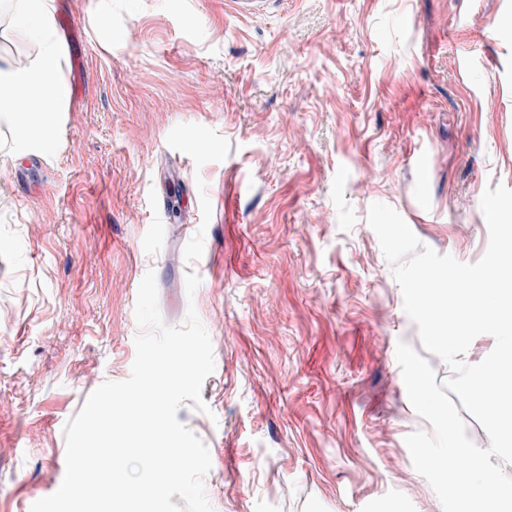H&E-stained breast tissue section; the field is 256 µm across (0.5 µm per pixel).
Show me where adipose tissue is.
Here are the masks:
<instances>
[{"label": "adipose tissue", "instance_id": "obj_1", "mask_svg": "<svg viewBox=\"0 0 512 512\" xmlns=\"http://www.w3.org/2000/svg\"><path fill=\"white\" fill-rule=\"evenodd\" d=\"M52 0H17V30L41 46L38 59L24 68H9L0 77V115L10 122L15 139L47 142L68 95L60 75L51 25Z\"/></svg>", "mask_w": 512, "mask_h": 512}]
</instances>
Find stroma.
I'll return each instance as SVG.
<instances>
[{
  "label": "stroma",
  "instance_id": "obj_1",
  "mask_svg": "<svg viewBox=\"0 0 512 512\" xmlns=\"http://www.w3.org/2000/svg\"><path fill=\"white\" fill-rule=\"evenodd\" d=\"M0 0V61L41 52ZM84 56L49 143L0 123V512L65 474L64 426L129 377L139 283L196 310L215 368L213 512H442L405 438L421 349L366 218L473 263L512 189V0H53ZM196 274L195 293L186 277Z\"/></svg>",
  "mask_w": 512,
  "mask_h": 512
}]
</instances>
